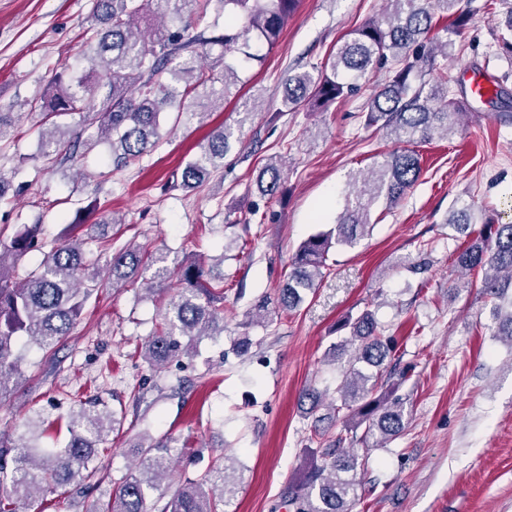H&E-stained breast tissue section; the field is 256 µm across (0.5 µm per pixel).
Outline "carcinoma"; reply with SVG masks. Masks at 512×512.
<instances>
[{
	"mask_svg": "<svg viewBox=\"0 0 512 512\" xmlns=\"http://www.w3.org/2000/svg\"><path fill=\"white\" fill-rule=\"evenodd\" d=\"M384 14L358 28L322 63L286 80L284 104L294 108L314 102L322 106L345 99L361 89L368 74L386 69L385 82L370 95L365 125L379 127L403 145L376 161L362 185L345 194L336 224L305 240L291 260L288 280L279 288L274 308L261 300L250 313V326H264L273 312L299 307L322 275L327 254L336 244L354 247L371 227L373 208L383 200L398 204L421 173L414 145L439 130L448 131L459 115L460 97L448 76V55L430 36L436 13H451L452 31L468 25L473 13L462 0H385ZM300 0H91L92 24L86 30L82 55L86 69L65 66L55 72L50 98L28 103L40 112L43 124L37 157L51 163L73 158L75 142L87 122L98 123L99 139L107 143L117 169L151 152L161 139L160 117L176 113L175 122L201 123L216 105L224 103L242 83L251 62L264 64L255 45L273 47L285 22ZM215 9L212 34L196 31L197 22ZM224 30H218L219 18ZM78 117L73 123L64 117ZM232 132L214 129L200 154L184 167L182 185L203 182L210 169L220 166L230 149ZM281 182L278 164L264 166L259 177L263 195L273 196ZM471 204L453 211L446 223L465 233L471 224ZM40 226H24L10 241L0 240V399L9 392L10 379L23 375L19 338L27 336L44 350H52L74 330L81 312L100 286L102 246L89 247L94 237H71L44 251ZM43 255L38 267L21 284L11 266L30 253ZM163 261L135 248L112 255L109 272L119 281L144 267ZM465 272L478 268L493 274L481 288L494 299L512 292V223L485 221L483 232L456 256ZM179 288L170 297L161 322L143 343V356L161 370L187 353L181 337L199 339L224 333V277L215 284L205 279L202 264L182 262L176 272ZM511 310L499 318L497 334L512 342ZM344 327L350 329L352 353L342 369L336 414L342 415L345 435L334 440L314 428L315 458L299 480L288 486L294 512H352L358 497L357 468L369 452L399 436L405 428V401L396 384L384 375L392 352L374 315L365 312ZM116 422L107 410L80 407L68 423L69 440L62 448L36 451L26 440L0 441V512H17L30 504L34 491L54 490L96 477L98 445L106 428ZM349 447L344 448L342 444ZM178 456L171 439L144 436L139 473L119 482L112 498L97 512H218L235 498L237 480L231 457L214 462L204 473L186 478L162 505L147 506V491L169 477Z\"/></svg>",
	"mask_w": 512,
	"mask_h": 512,
	"instance_id": "carcinoma-1",
	"label": "carcinoma"
}]
</instances>
